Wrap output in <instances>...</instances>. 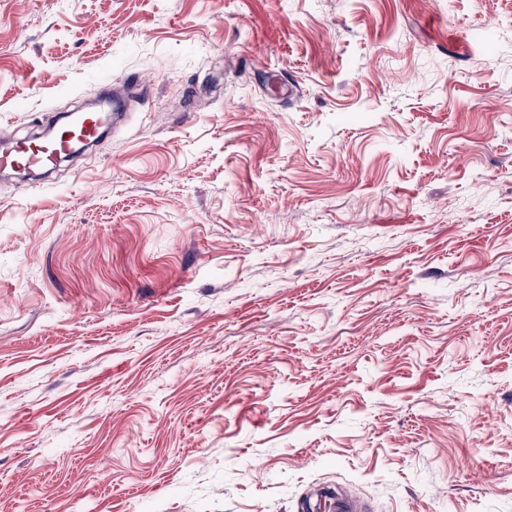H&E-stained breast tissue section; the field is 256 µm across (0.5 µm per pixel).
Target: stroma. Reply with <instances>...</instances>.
I'll list each match as a JSON object with an SVG mask.
<instances>
[{
  "mask_svg": "<svg viewBox=\"0 0 512 512\" xmlns=\"http://www.w3.org/2000/svg\"><path fill=\"white\" fill-rule=\"evenodd\" d=\"M0 512H512V0H0ZM101 120L89 114L73 116L65 126L74 131V136L64 139L54 136L38 142L20 138L15 134L1 135L6 149L0 153L1 170H39L50 172L58 161L73 149V141L88 143L96 140L102 130Z\"/></svg>",
  "mask_w": 512,
  "mask_h": 512,
  "instance_id": "1",
  "label": "stroma"
}]
</instances>
